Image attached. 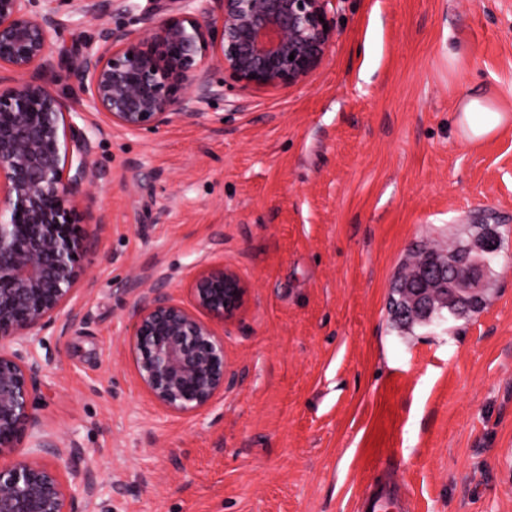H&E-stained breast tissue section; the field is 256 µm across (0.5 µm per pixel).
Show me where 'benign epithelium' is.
<instances>
[{
    "label": "benign epithelium",
    "instance_id": "7a95c632",
    "mask_svg": "<svg viewBox=\"0 0 512 512\" xmlns=\"http://www.w3.org/2000/svg\"><path fill=\"white\" fill-rule=\"evenodd\" d=\"M0 0V512H79L90 508L98 476L69 463L85 456L75 443L42 431L34 413L50 359L39 354L43 330L66 333L84 318L69 306L90 251L79 208L103 178L93 137L74 118L73 102L51 92L62 30L61 8L100 17L101 0ZM179 13L136 37L101 27L70 62L92 108L108 126L155 131L192 114L214 91L209 61L244 88L297 84L328 55L332 0H177ZM294 60H289V56ZM489 238L477 248L421 252L406 273L403 317L428 320L437 305L461 309L482 284ZM247 288L222 265L196 272L192 307L164 288L134 306L125 336L139 384L166 412L186 415L224 392V337L214 327L236 316Z\"/></svg>",
    "mask_w": 512,
    "mask_h": 512
}]
</instances>
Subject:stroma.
I'll use <instances>...</instances> for the list:
<instances>
[{"label":"stroma","instance_id":"obj_1","mask_svg":"<svg viewBox=\"0 0 512 512\" xmlns=\"http://www.w3.org/2000/svg\"><path fill=\"white\" fill-rule=\"evenodd\" d=\"M159 19L154 0L72 16L48 88L98 121L66 59ZM329 19L302 83L244 89L213 64L224 93L198 115L95 138L86 318L43 332L35 406L106 480L95 512H356L380 479L412 512H512V123L475 142L453 124L473 93L512 115V0H333ZM472 223L501 235L482 311L398 327L395 272ZM214 264L247 286L220 328L231 376L172 415L123 338L148 288L190 304Z\"/></svg>","mask_w":512,"mask_h":512}]
</instances>
